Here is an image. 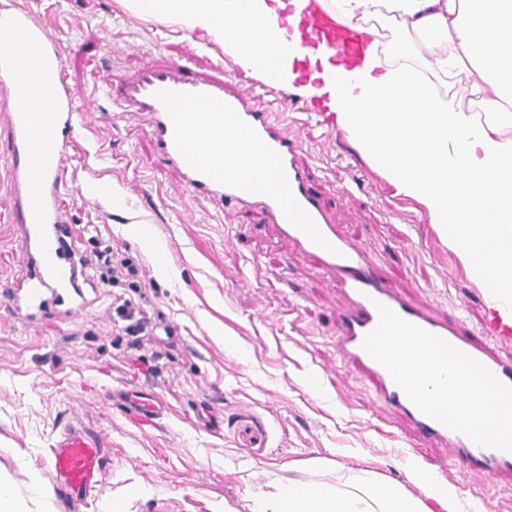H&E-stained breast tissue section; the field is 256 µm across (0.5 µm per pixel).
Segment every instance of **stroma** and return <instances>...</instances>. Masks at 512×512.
<instances>
[{
  "label": "stroma",
  "mask_w": 512,
  "mask_h": 512,
  "mask_svg": "<svg viewBox=\"0 0 512 512\" xmlns=\"http://www.w3.org/2000/svg\"><path fill=\"white\" fill-rule=\"evenodd\" d=\"M10 2L49 21L66 81L83 103L64 172L77 253L100 242L135 259L146 308L167 329L152 343L168 353L157 363L136 359L113 323L112 299L127 292L124 283L96 285L71 319L29 324L9 313L4 289L23 258L0 124V476L30 512H67L60 496L35 497L19 458L29 457L50 482L51 445L73 417L109 444L107 472L83 512H104L117 500L125 512H249L250 497L289 468L311 480L338 465L363 466L401 482L400 464L410 455L486 512H512V478L470 485L460 467L446 464V448L381 412L372 385L341 363L336 312L343 296L321 267L296 253L261 206L193 195L163 170L145 117L105 96L100 77L111 74L118 85L153 63L224 77L299 133L298 162L321 189L329 219L367 247L390 288L481 333L485 294L424 208L397 194L332 116L304 117L289 89L260 95L259 80L197 34L140 17L121 0ZM113 190L123 210H113ZM130 224L150 225L160 253L128 238ZM160 263L171 269L169 279L156 277ZM135 396L152 399L162 416L137 422L129 414ZM132 485L144 495L126 497Z\"/></svg>",
  "instance_id": "35a3bbf8"
}]
</instances>
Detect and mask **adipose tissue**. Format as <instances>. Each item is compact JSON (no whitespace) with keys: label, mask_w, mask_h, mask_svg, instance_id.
<instances>
[{"label":"adipose tissue","mask_w":512,"mask_h":512,"mask_svg":"<svg viewBox=\"0 0 512 512\" xmlns=\"http://www.w3.org/2000/svg\"><path fill=\"white\" fill-rule=\"evenodd\" d=\"M135 14L162 18L217 41L244 73L273 87L296 86L334 113L359 150L399 194L422 205L485 291L491 309L512 324V0H329L340 24L368 45L347 72L328 50L280 47L298 27L307 0H123ZM418 36L430 49L425 70L395 66L406 42L386 26ZM321 63L298 83L303 58ZM464 76L488 109L477 119L456 96L434 92L423 71ZM31 111L56 110L51 82L30 66L15 76ZM406 482L368 468L337 469L330 480L283 477L252 498L250 512H473L460 489L415 457Z\"/></svg>","instance_id":"1"}]
</instances>
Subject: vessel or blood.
I'll return each mask as SVG.
<instances>
[{"mask_svg":"<svg viewBox=\"0 0 512 512\" xmlns=\"http://www.w3.org/2000/svg\"><path fill=\"white\" fill-rule=\"evenodd\" d=\"M9 24L24 31L28 40L0 51V92L12 94L17 65L32 54L39 68L53 73L62 106L51 119L62 142L41 161L34 158L32 134L43 116L18 100L6 115L12 213L24 257L22 275L7 289L9 303L31 316L50 313L65 301L78 312L88 303L84 287L90 279L75 246L68 243L71 230L62 205L67 148L77 129V95L64 80L61 54L44 19L18 8ZM296 40L306 49L326 44L336 64L349 70L360 65L366 49L363 35L336 22L326 0H309L297 34H285L283 43L289 46ZM118 102L145 113L163 165L192 193L219 203L262 205L299 253L324 268L345 298L337 314L336 350L375 386L382 411L401 414L422 437L444 443L449 459L459 462L463 475L476 484L512 473V451L477 444L420 412L363 347L383 305L512 386V354L507 351L512 326L498 312H491L478 337L458 319L432 316L395 294L370 264L366 248L340 237L329 222L319 192L296 160L300 138L275 123L267 109L251 106L229 91L223 78L199 76L184 64H156L123 83ZM106 446L100 432L80 421H68L60 430L49 468L54 486L62 489L73 512H80L103 477Z\"/></svg>","mask_w":512,"mask_h":512,"instance_id":"obj_1","label":"vessel or blood"}]
</instances>
